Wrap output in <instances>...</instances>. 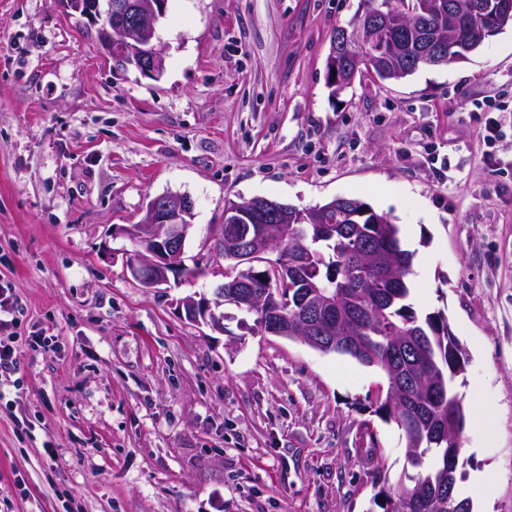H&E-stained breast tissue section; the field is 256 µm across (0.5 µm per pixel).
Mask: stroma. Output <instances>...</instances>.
I'll return each instance as SVG.
<instances>
[{
  "label": "stroma",
  "mask_w": 512,
  "mask_h": 512,
  "mask_svg": "<svg viewBox=\"0 0 512 512\" xmlns=\"http://www.w3.org/2000/svg\"><path fill=\"white\" fill-rule=\"evenodd\" d=\"M361 0H168L165 70L114 72L95 27L54 0H0V275L23 303V384L0 415V512H382L406 465L376 412L387 381L239 320L223 332L176 301L212 293L206 241L224 206L358 198L389 214L426 276L418 315L445 314L463 348L456 389L474 512H512V27L467 58L332 95L326 60ZM195 203L186 265L153 291L114 232L147 197ZM54 337L53 349L29 339Z\"/></svg>",
  "instance_id": "stroma-1"
}]
</instances>
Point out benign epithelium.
<instances>
[{
    "label": "benign epithelium",
    "mask_w": 512,
    "mask_h": 512,
    "mask_svg": "<svg viewBox=\"0 0 512 512\" xmlns=\"http://www.w3.org/2000/svg\"><path fill=\"white\" fill-rule=\"evenodd\" d=\"M65 10L78 14L91 24L103 23L101 46L119 69L135 67L143 76L157 78L165 68V55L158 45L156 22L166 12L167 0H57ZM377 16L359 20L351 27H339L332 34L330 57L327 58V79L330 88L353 81L357 68L337 71L336 56L340 50L353 48L373 51ZM194 202L185 194L165 193L150 198L137 224L123 225L119 234L129 238L137 250L127 260L131 276L143 287L158 289L185 273L183 255L186 241L193 229ZM288 238V210L265 197H253L225 211L224 223L217 225L210 239L224 246L232 245L227 258L240 265L251 264L256 257L254 245L263 242L266 249L277 253L281 241ZM266 311L265 332L286 338L299 336L325 350L336 349V337L330 325L336 321V299L321 297L317 290L310 295L317 300L308 305L296 302L288 311L278 304L274 294L261 296L240 280L220 285L215 299L204 295L180 299L182 317L197 325H206L224 332V315L218 312L224 304V289Z\"/></svg>",
    "instance_id": "7a95c632"
}]
</instances>
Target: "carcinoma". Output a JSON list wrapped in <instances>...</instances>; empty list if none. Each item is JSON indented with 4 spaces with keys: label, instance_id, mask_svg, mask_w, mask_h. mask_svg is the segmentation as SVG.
Returning <instances> with one entry per match:
<instances>
[{
    "label": "carcinoma",
    "instance_id": "carcinoma-1",
    "mask_svg": "<svg viewBox=\"0 0 512 512\" xmlns=\"http://www.w3.org/2000/svg\"><path fill=\"white\" fill-rule=\"evenodd\" d=\"M365 12L383 15L378 38L385 44L384 57L362 56L358 72L377 71L383 65L401 80L422 66L450 64L477 51L486 38L512 24L511 6L497 8L502 0H445L447 13L427 19V51L415 48L416 19L402 21L411 0H365ZM295 219L296 235L288 236L282 252L298 261L300 279L280 263L281 255H264L263 262L249 266L226 265L224 278L246 279L263 292L280 290L292 302L309 279L321 290L336 296V334L357 337L353 346L335 354L372 367L387 379L388 388L378 413L402 431L405 458L413 473L380 492L383 512H397V504L411 503L409 512H448V500L471 512L470 500L448 485V453L461 447L466 415L463 400L451 383L465 369V354L440 313L421 318L408 303V277L414 252L404 248L400 228L390 216L376 212L358 198L338 197L317 205L320 223L328 225L324 236L314 224L302 223L305 208L285 204ZM395 255L400 276L387 267L365 270L362 254L366 246ZM403 387L413 402L399 405L392 389ZM448 416L460 425L453 435L440 428Z\"/></svg>",
    "mask_w": 512,
    "mask_h": 512
}]
</instances>
